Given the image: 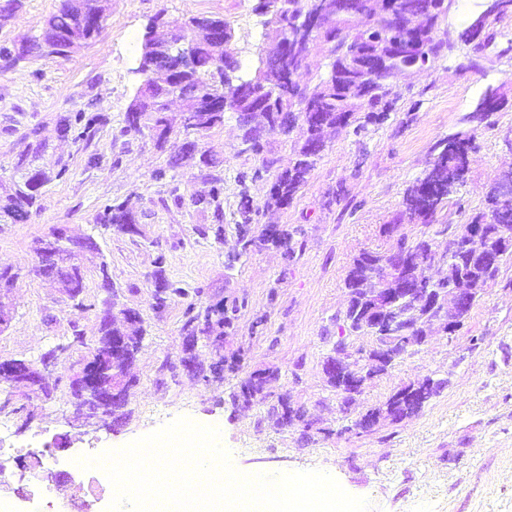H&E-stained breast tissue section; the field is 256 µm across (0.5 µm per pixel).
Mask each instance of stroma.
Returning <instances> with one entry per match:
<instances>
[{
    "instance_id": "35a3bbf8",
    "label": "stroma",
    "mask_w": 512,
    "mask_h": 512,
    "mask_svg": "<svg viewBox=\"0 0 512 512\" xmlns=\"http://www.w3.org/2000/svg\"><path fill=\"white\" fill-rule=\"evenodd\" d=\"M476 2L453 0L448 51L432 69L398 81L401 99L392 120L360 137L328 130L324 151L290 205L261 213L254 233L269 224L296 230V254L288 263L270 245L242 251L238 203L244 191L264 201L277 172L301 146L303 127L265 135L259 157L245 150L237 116L228 111L222 126L197 139L198 153L212 156L216 166L194 162L171 169L170 147H157L149 133L127 131L125 122L141 83L135 59L158 13L223 18L233 32L227 50L249 73L267 44L255 0H111L95 41L66 57L23 61L0 75V194L11 184L17 154L32 139L47 144L41 166L69 168L64 178L44 185L27 222L0 224V266L21 273L11 296V325L0 334V359L35 360L74 334L89 340L97 334L95 313L75 308L34 271V243L56 226L76 237L92 235L98 244V252L79 257L87 274L85 301L102 302L96 271L107 263L119 303L137 309L146 329L131 368L136 383L115 427H87L72 414L69 381L84 355L81 347L58 356L45 374L52 400L30 399L0 383V402L11 403L0 411V443L25 451L5 463L12 485L24 484L38 450L65 460L91 448L116 450L184 416L220 424L238 470L271 476L320 470L350 495L367 499L371 512H512V257L454 337L431 335L418 352L368 383L352 406H344L323 372L347 307L345 279L353 258L364 250L390 251L400 238H430L447 249L449 228L483 211L488 186L512 166V51L506 49L512 17L500 25L496 50L474 53L457 34L466 6ZM55 3L20 0L0 14V44L20 42ZM490 91L504 105L473 131L477 150L465 185L434 223L402 219L404 193L427 169L434 146L463 130L464 116ZM81 112L101 118L91 135L59 137L62 119ZM265 159L271 167L262 179L238 183L239 173ZM217 178L224 191L215 206L194 205ZM122 200L135 208L138 234L99 223L105 205ZM217 222L224 226L219 240L209 232ZM160 253L167 278L185 294L158 311L152 294ZM234 297L246 305L222 352L241 355L239 372L205 379L187 371L181 362L186 308ZM268 368L279 375L266 386L267 403L236 409L230 394L241 379ZM430 375L447 385L419 414L368 433L347 431L350 421L398 388ZM282 395L305 410L310 432L281 426L269 414V404ZM21 405L30 421L15 414Z\"/></svg>"
}]
</instances>
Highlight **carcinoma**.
Segmentation results:
<instances>
[{
	"label": "carcinoma",
	"instance_id": "carcinoma-1",
	"mask_svg": "<svg viewBox=\"0 0 512 512\" xmlns=\"http://www.w3.org/2000/svg\"><path fill=\"white\" fill-rule=\"evenodd\" d=\"M309 0H257L255 11L266 17L265 26L268 38L275 41L284 26H295V21L306 16ZM107 5L103 0H83V7H77V0H58L55 10L50 13L34 33L25 38L19 46L0 45V73L12 69L19 61L31 58L60 57L65 49L88 43L96 38L99 27L106 18ZM326 11L333 18L332 27L316 37V44L329 55L326 69L314 76L308 83L294 82L284 88L280 77L270 68L276 54L271 47L262 60L263 67L254 74L244 77L238 74L239 62L219 45L199 36L198 29L212 27L214 31L230 40L233 33L230 25L222 18L190 16L172 20L170 34L176 39L197 38L195 53L197 63L193 71L176 70L177 63L163 51L140 57V70L144 73L157 68L170 71L168 85L163 86L150 80L139 85L134 104L126 112L127 130L137 133L148 130L156 137L157 145L169 141L171 136H182V128L175 126L169 116L171 87L183 91L185 109L192 110L198 101L206 98L217 106L215 112H199V125L211 130L224 123V99L231 102V111L238 114L243 129V140L248 150L259 155L263 152L260 143L259 127L252 124L255 101L238 94V90L228 86L221 90L214 87L212 75L218 65L233 79V84L245 85L259 93V98L268 102L271 116L270 132L288 134L297 122L306 127V139L295 157L288 160V167L281 171L272 184L264 204L259 205L242 192L239 214L242 223L252 222V216L261 208L288 205L295 194L307 182L318 158L325 149L319 131L324 126H341L352 129L359 137L366 133L368 126H378L386 122L396 111L399 95L394 91L396 84L373 83L369 71L365 70L366 58L381 50V43L404 39L415 33L421 34L431 61L443 56L448 48V32L441 29L442 20L437 18L419 19L416 14L400 12L392 17L379 8V0H326ZM512 15V0H497L495 10L478 26L466 25L458 39L471 46L476 53H482L496 46L500 31L496 25L506 16ZM502 101L494 94L484 96L464 117L466 123H483L500 110ZM99 122L97 115L77 114L62 120V124L73 140H81ZM473 148V136L467 131L456 132L441 140L434 147L436 168L432 175L422 174L415 179L405 192L403 206L405 216L411 221L431 224L438 212L448 206V199L458 193L466 183L464 158L466 151ZM41 152L27 147L13 167V186L0 197V224L23 223L30 219L40 189L50 181L51 175L37 165ZM195 159V144L184 142L177 154L171 157L169 166L177 167ZM485 210L473 216L470 223L478 226L483 245L496 255V262L486 260L487 252L458 251L448 258V274L426 282L428 288H446L452 276L464 274L485 288L499 273L504 258L512 256V243L504 240V235L512 236V202L503 204L485 197ZM100 225L117 233L129 234L136 225L133 208L128 202L108 204L99 217ZM262 241L276 247L290 248L294 245V232L283 227L271 226V232H262ZM98 251L97 243L88 241L79 248L67 244L56 246V252L43 256L36 266L42 277L52 281L58 291L69 295L84 293L85 273L82 265L76 262L79 255ZM165 256L162 253L154 259L156 282L163 289V295L154 296V308L160 310L168 305L172 297L183 294V289L175 286L164 275ZM408 271L397 272L392 256L387 253L362 251L352 261L345 279V287L386 288L391 284L402 287L403 277ZM18 273L11 268H0V317H11L12 309L4 302L8 298ZM358 300H351L346 331L350 336H380L384 329L391 328L394 321L373 319L356 313ZM245 303L236 299L231 303L219 302L203 309L189 305L181 331L183 334L207 336L213 346L216 361L209 365L213 373L227 368L235 369L236 358H226L221 354L224 333L234 325L236 315ZM417 298L405 294L398 302L397 317L402 325H413L419 320L434 317ZM143 320L140 316L129 315V311L109 310L98 320V335L88 342L79 334L72 339L57 344L65 350L73 345L85 349L86 356L101 359L106 363L105 376L110 378L120 374L129 377L143 335ZM127 334L132 337L130 349L122 354H114L105 340L107 336ZM246 399L249 404L265 401L262 383L249 377L240 383L237 391L231 394L233 402ZM287 410L288 419L301 420L304 411L288 406V397H280L278 404L270 407V412L281 416ZM286 419V420H288ZM281 420V423H286Z\"/></svg>",
	"mask_w": 512,
	"mask_h": 512
}]
</instances>
